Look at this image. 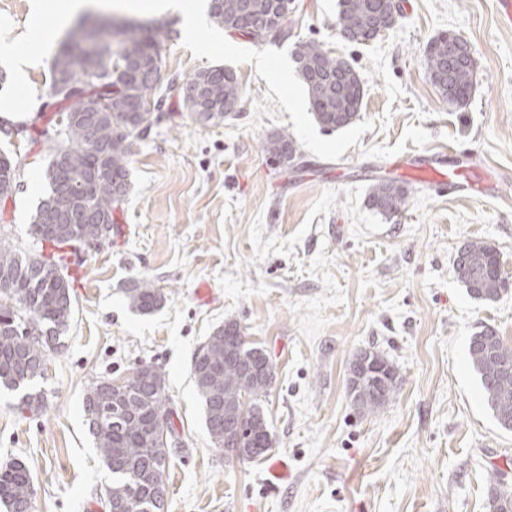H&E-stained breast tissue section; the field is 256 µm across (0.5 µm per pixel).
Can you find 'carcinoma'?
I'll return each mask as SVG.
<instances>
[{"instance_id":"1","label":"carcinoma","mask_w":512,"mask_h":512,"mask_svg":"<svg viewBox=\"0 0 512 512\" xmlns=\"http://www.w3.org/2000/svg\"><path fill=\"white\" fill-rule=\"evenodd\" d=\"M278 0H211L210 15L227 31L264 40L256 30L271 21L288 26L282 12L289 5ZM400 21L391 0H338L336 28L346 41L364 45L379 36L377 25L391 30ZM169 30L163 26L138 25L119 31L103 23L91 29L71 30L53 59L49 96L56 111L44 125L59 126L61 138L49 152L46 169L49 191L31 216L30 234L41 244L34 255L23 254L0 241V386L24 389L23 406L38 411L45 396L32 390L44 376L51 334L68 326L63 305L72 304V281L67 256L60 249L101 239L102 228L114 230L117 198L130 190V164L137 143L152 124L148 109L157 81L147 73H135L130 64L160 61L159 46ZM427 71L436 73L431 83L448 101L467 102L473 67L452 65L448 60V36L441 33L425 46ZM296 69L308 92L311 111L328 130L349 126L361 111L363 83L350 62L328 54L310 42L295 57ZM186 85L204 88L202 110L191 112L201 126L229 116L224 108L241 104V88L235 73L221 66L198 71ZM109 99L112 111L93 112L88 102ZM95 126L97 146L86 138L85 123ZM275 161L296 157L298 146L286 131L272 132L262 143ZM17 162L0 153V198L13 194L18 184ZM409 203L408 189L396 180L372 185L369 206L384 216L402 212ZM454 271L467 293L482 301H494L509 288L500 271L496 249L482 241L465 245L456 255ZM129 305L147 315L162 308L167 294L147 278L125 288ZM261 348L249 345L240 325L230 320L207 337L193 356L191 375L202 401L205 426L215 448L238 449V459L253 460L272 447L263 402L271 385L245 376L229 354L242 361L257 357ZM468 357L479 376L482 397L498 425L512 430V342L488 326L470 337ZM387 378H373L371 366L354 358L350 364L351 401L372 413L392 400L398 391L399 374L384 361ZM132 378V390L121 394L97 381L85 397L92 435L103 465L112 474L103 506L105 512H164L167 497L165 471L172 447L164 448L155 435L164 424L174 430L165 373L154 363L140 365ZM245 420L243 427L234 422ZM492 512H512V497L496 471L489 472ZM34 487L27 467L14 462L0 469V502L8 512L32 500Z\"/></svg>"}]
</instances>
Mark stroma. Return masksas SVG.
<instances>
[{
  "instance_id": "35a3bbf8",
  "label": "stroma",
  "mask_w": 512,
  "mask_h": 512,
  "mask_svg": "<svg viewBox=\"0 0 512 512\" xmlns=\"http://www.w3.org/2000/svg\"><path fill=\"white\" fill-rule=\"evenodd\" d=\"M44 0L52 40L26 87L9 79L0 98L16 115L0 151L21 160L20 185L0 203V239L26 254L39 246L32 213L48 190V157L33 136L52 113V61L63 31ZM32 0H0V43L32 44ZM403 18L364 45L336 29L338 0H293L292 32L258 43L204 19L185 37L179 17L160 45V119L138 145L130 191L111 241L80 246L73 316L47 353L36 412L0 389V467L22 461L34 486L31 512H105L112 476L89 430L84 399L94 382L162 366L183 443L166 470L167 512H491L488 474L512 487V430L484 403L467 360L482 326L512 341V289L496 302L470 297L453 260L484 241L512 277V25L496 0H401ZM449 32L471 47L474 88L464 106L430 83L423 51ZM348 59L364 84L356 121L330 131L315 120L295 54L307 42ZM217 65L233 69L241 109L195 123L184 81ZM274 131L298 156L278 164L262 150ZM469 149L498 182L489 196H442L406 178L409 204L386 217L368 205L403 153ZM169 294L150 315L124 290L137 278ZM208 284L212 299L198 300ZM236 320L261 347L275 380L263 403L273 447L230 460L208 435L190 373L215 328ZM376 349L397 366L399 391L371 414L354 409L348 365ZM278 459L288 477L267 480Z\"/></svg>"
}]
</instances>
